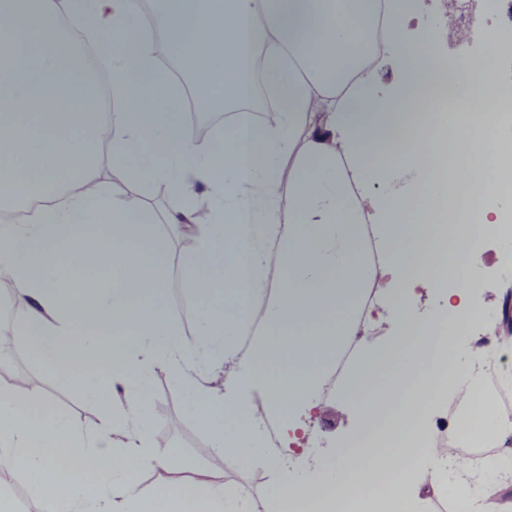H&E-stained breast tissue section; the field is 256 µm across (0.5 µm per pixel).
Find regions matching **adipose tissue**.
<instances>
[{
  "label": "adipose tissue",
  "instance_id": "1",
  "mask_svg": "<svg viewBox=\"0 0 512 512\" xmlns=\"http://www.w3.org/2000/svg\"><path fill=\"white\" fill-rule=\"evenodd\" d=\"M423 0H154V15L183 75L210 99L242 100L248 85L243 50L261 46L263 83L278 109L272 121L237 113L215 141H193L184 121L185 89L157 59L139 0H0L12 18L0 30V214L20 213L0 226V276L27 298L28 318L17 334L37 328L43 365L64 369L90 401L124 392L125 406L105 415L96 435L79 437L70 422L47 410L28 417L37 401L28 387L0 384V470L27 475L46 512H258L235 488L152 448L143 392L154 368L181 383L187 410L215 448L264 450L260 416L295 430L310 409L337 355L353 334L357 312L376 270L365 255L363 223L375 212L377 247L394 283L377 311L401 337L425 339L434 323L418 314L410 284L442 297L449 336L472 334L489 302L483 266L463 282L427 261L431 200L449 182L477 172L461 163L414 166L395 155L402 113L419 112L418 89L428 67H444L436 52L447 35L428 26L408 29ZM77 28L110 67L112 110L101 117L91 73L69 28ZM470 77L486 90L481 104L463 103L487 126L498 162H512V132L490 109L500 82L491 57L471 60ZM305 147L295 152L297 132ZM140 196L166 185L182 200L169 218L198 232L183 269L186 288L206 301L195 341H186L166 312L162 286L166 242L157 217L97 179L101 161ZM366 187L358 194L354 185ZM488 208L470 254L498 238L500 265L512 267V212L505 186L486 183ZM279 267L273 293L263 271L269 252ZM490 355L480 348L452 378L402 393L380 388L374 404L395 439L398 459L387 494L364 512H432L433 498H451L454 512H512L485 503L480 485L512 469V421L499 417L478 384ZM223 365V393L209 391L192 370ZM382 373L377 349L359 348L341 392ZM470 393V418L457 432L491 440L500 453L478 475V487L458 492L447 460L432 449L403 456L414 438L457 390ZM356 448L337 471L270 486L259 512H328L345 481L361 479ZM166 467L153 492L135 491L142 471Z\"/></svg>",
  "mask_w": 512,
  "mask_h": 512
}]
</instances>
